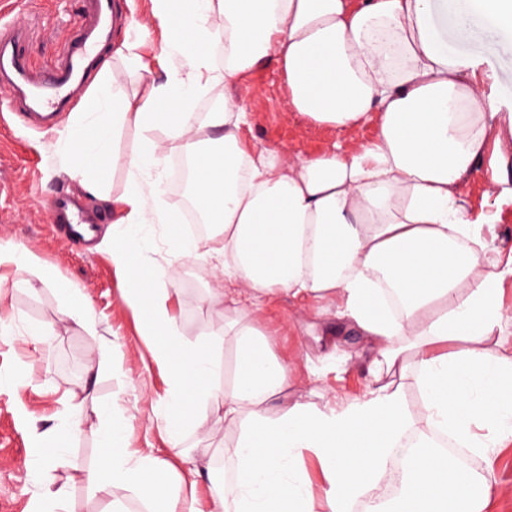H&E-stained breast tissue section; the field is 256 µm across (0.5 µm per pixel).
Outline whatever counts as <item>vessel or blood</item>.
Returning a JSON list of instances; mask_svg holds the SVG:
<instances>
[{"mask_svg":"<svg viewBox=\"0 0 512 512\" xmlns=\"http://www.w3.org/2000/svg\"><path fill=\"white\" fill-rule=\"evenodd\" d=\"M78 3L80 20L59 46L55 64L45 74L33 72L23 51L31 29L18 27L0 36V90L7 92L10 103L21 104L24 110L40 116L47 127L68 110L73 94L85 85L110 36L112 0ZM40 206L51 223L71 225L72 239L83 240L81 227L87 219L76 198L56 195L41 200Z\"/></svg>","mask_w":512,"mask_h":512,"instance_id":"vessel-or-blood-1","label":"vessel or blood"}]
</instances>
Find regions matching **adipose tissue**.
I'll return each instance as SVG.
<instances>
[{"label":"adipose tissue","instance_id":"obj_1","mask_svg":"<svg viewBox=\"0 0 512 512\" xmlns=\"http://www.w3.org/2000/svg\"><path fill=\"white\" fill-rule=\"evenodd\" d=\"M436 2L152 0L165 81L130 97L117 92L118 77L103 64L95 92L61 134L76 148L84 191L97 199L106 136L128 125L142 132L116 200L113 258L124 297L141 313V330L170 378L160 405L163 434L175 444L187 427L203 429V404L246 422L230 450L235 479L216 488L215 512H311L302 474L284 473L286 462L307 451L322 464L327 512H352L358 497L389 478L408 424L404 397L388 384L333 407L296 402L269 418L290 369L271 357L255 315L275 295L335 303L373 350L374 376L414 353L429 429L452 433L477 453L512 440V357L493 360L484 349L512 320L500 301L512 255L501 266L480 264L487 243L477 227L498 215L472 213L462 193L491 146L503 168L494 203L512 204V113L480 91L477 63L448 53ZM216 12L224 16L220 68L205 28ZM479 22L511 31L512 0H464L457 39L470 40ZM267 59L286 76L291 110L338 132L322 151L287 161L244 142L248 116L230 97L223 110L195 120L194 92L232 86ZM370 122L372 140H346ZM160 127L179 139L192 167L191 197L219 227L209 252L224 275L225 317L214 333L231 337L234 349V374L222 388L213 383L212 346L180 342L171 293L140 273L134 241L149 225H167L180 257L201 248L171 223L148 176L167 150L154 135ZM391 288L405 297L401 311L388 304ZM99 447L104 462L88 472L89 483L133 487L152 512H199L194 493L174 495L164 464L130 453L125 427L105 429ZM486 507L475 473L420 449L408 456L399 495L367 503L366 512Z\"/></svg>","mask_w":512,"mask_h":512}]
</instances>
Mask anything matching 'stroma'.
Segmentation results:
<instances>
[{
	"label": "stroma",
	"instance_id": "stroma-1",
	"mask_svg": "<svg viewBox=\"0 0 512 512\" xmlns=\"http://www.w3.org/2000/svg\"><path fill=\"white\" fill-rule=\"evenodd\" d=\"M116 7L113 41L142 40L141 54L151 60L162 42L153 25L151 0H116ZM133 19L148 26L147 36L130 31ZM454 19L450 13L439 20L449 52L479 61L486 91L502 111L512 112V34L481 29L462 43L455 37ZM77 21L76 0H12L0 27L28 25L32 38L26 52L36 66L45 68ZM228 94L248 114L243 137L286 158L320 151L337 136L289 109L286 80L274 65L257 66L231 89L218 85L200 92L192 110L204 113L210 101ZM6 108L0 99V244L26 250L53 268L86 296L89 308L84 320H70L61 313L64 297L38 271L20 273L0 266V317L11 320V339L0 342V512H31L36 498L61 485L68 490L67 512H108L116 498L127 512H141L144 502L133 489L108 490L86 480L87 472L99 465L98 432L112 420L128 425L136 454L164 461L182 476L197 470V494L203 505H210L213 482H228L235 475L236 463L227 450L235 446L242 423L210 414L204 431L188 429L180 447L164 439L157 405L166 398L170 382L140 334L139 314L122 298L124 283L112 262V206L85 197L65 160L58 130L30 129L19 116H8ZM60 193L82 198L96 216L97 234L90 243H71L49 223L39 202ZM138 245L147 266L161 270L160 287L178 292L175 314L181 342H204L221 323L224 309L220 300L207 298L209 289L224 285L212 261L204 254L176 258L162 224L146 227ZM18 278L24 279L23 287H14ZM32 326L46 328L41 344L30 341ZM262 330L270 353L291 370L288 387L270 404L269 416L297 401L319 408L329 401L346 402L376 384L367 369L365 338L325 302L273 299L263 310ZM20 371L23 382L12 383V375ZM385 379L400 387L412 412V430L425 431L412 364L396 366ZM73 399L81 404L80 433L53 462L38 463L35 442L67 424ZM476 461L479 472L494 475L488 512H512V446Z\"/></svg>",
	"mask_w": 512,
	"mask_h": 512
}]
</instances>
